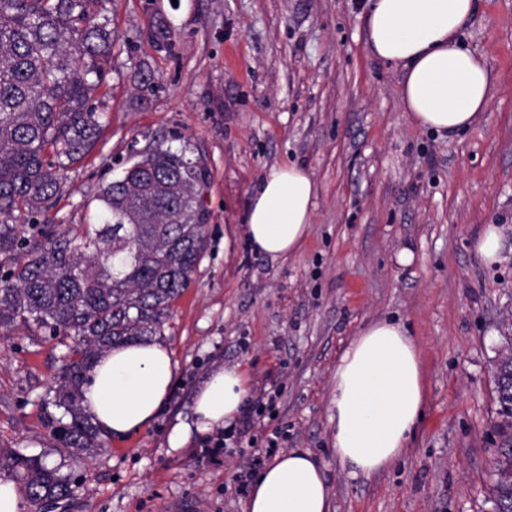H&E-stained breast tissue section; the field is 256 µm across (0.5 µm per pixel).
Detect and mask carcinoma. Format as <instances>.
Wrapping results in <instances>:
<instances>
[{
  "mask_svg": "<svg viewBox=\"0 0 512 512\" xmlns=\"http://www.w3.org/2000/svg\"><path fill=\"white\" fill-rule=\"evenodd\" d=\"M110 3L0 0V331L34 326L74 340L51 405L60 411L52 439L76 459L105 448L82 396L98 359L161 333L206 245V167L162 144L135 151L80 231L34 223L109 125L93 101L118 41ZM496 397L509 430L495 452L493 512H512V354L498 364ZM2 473L20 484L27 512L76 490L13 448H0Z\"/></svg>",
  "mask_w": 512,
  "mask_h": 512,
  "instance_id": "cac0c4a2",
  "label": "carcinoma"
}]
</instances>
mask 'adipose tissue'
<instances>
[{
	"label": "adipose tissue",
	"mask_w": 512,
	"mask_h": 512,
	"mask_svg": "<svg viewBox=\"0 0 512 512\" xmlns=\"http://www.w3.org/2000/svg\"><path fill=\"white\" fill-rule=\"evenodd\" d=\"M475 0H370L367 44L402 75V102L416 127L456 135L488 109L492 75L463 47L460 32ZM318 185L296 164L271 167L258 181L243 217L253 251L285 258L299 252L311 230ZM176 364L168 349L144 341L114 348L95 365L84 404L116 440L149 426L172 387ZM249 384L241 367L212 372L198 388L193 419L175 425L171 448L192 432L231 426ZM427 402L418 346L402 323L376 321L349 343L333 376V445L350 478L392 466L422 419ZM331 487L320 458L294 448L261 468L244 512H331Z\"/></svg>",
	"instance_id": "obj_1"
}]
</instances>
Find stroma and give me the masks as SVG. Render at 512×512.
Returning <instances> with one entry per match:
<instances>
[{
  "instance_id": "35a3bbf8",
  "label": "stroma",
  "mask_w": 512,
  "mask_h": 512,
  "mask_svg": "<svg viewBox=\"0 0 512 512\" xmlns=\"http://www.w3.org/2000/svg\"><path fill=\"white\" fill-rule=\"evenodd\" d=\"M366 5L115 0L119 47L100 92L111 125L38 220L86 223L132 148L156 140L207 168L206 247L163 326L176 363L165 408L85 463L49 440L57 411L43 398L65 345L41 330L0 335V448L44 455L81 483L48 512H243L239 476L256 472L253 455L293 448L326 462L333 512H493L495 372L512 350V0H477L462 29L495 82L484 115L452 137L410 122L400 74L367 47ZM161 22L171 37L160 47ZM288 162L307 167L319 194L305 246L274 259L252 251L242 217L263 174ZM486 224L501 230L494 264L473 249ZM383 318L420 350L425 415L393 466L353 480L333 449V375ZM235 365L261 410L239 443L217 448L195 432L170 448L199 385Z\"/></svg>"
}]
</instances>
